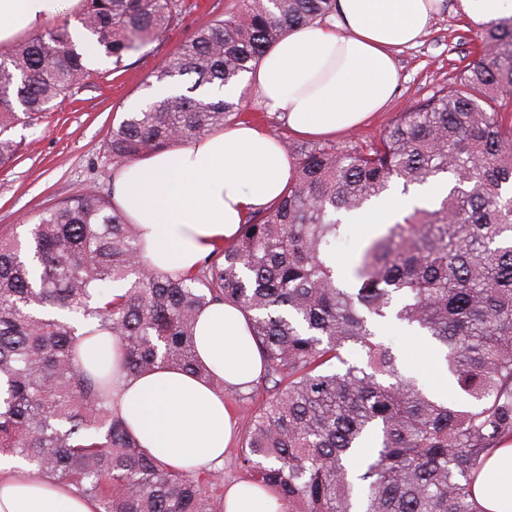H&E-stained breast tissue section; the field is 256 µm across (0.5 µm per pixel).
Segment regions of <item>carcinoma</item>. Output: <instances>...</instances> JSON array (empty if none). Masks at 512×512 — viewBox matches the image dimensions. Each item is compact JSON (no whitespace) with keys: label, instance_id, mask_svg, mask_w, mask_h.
Returning a JSON list of instances; mask_svg holds the SVG:
<instances>
[{"label":"carcinoma","instance_id":"1","mask_svg":"<svg viewBox=\"0 0 512 512\" xmlns=\"http://www.w3.org/2000/svg\"><path fill=\"white\" fill-rule=\"evenodd\" d=\"M184 0H82L78 21L0 58V167L22 143L12 124L84 84L88 60L125 59L165 33ZM336 14V0H234L198 29L157 82L178 93L123 113L108 150L118 166L184 145L242 115L232 89L293 28ZM476 38L480 54L399 113L378 142L339 150L287 143L293 181L195 272L142 263L139 225L89 190L41 212L26 249L0 237V454L35 479L95 499L99 512H224L213 481L143 452L115 410L112 373L92 372L74 319L123 350V372L158 365L211 380L197 360L200 312L240 307L273 382L251 415L237 465L273 492L276 512H480L473 484L512 441V15ZM454 184L336 267L347 221L394 182ZM396 320L427 337L467 403L402 372L377 332ZM355 352L361 363L347 358Z\"/></svg>","mask_w":512,"mask_h":512}]
</instances>
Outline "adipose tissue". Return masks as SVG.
Wrapping results in <instances>:
<instances>
[{"instance_id": "1", "label": "adipose tissue", "mask_w": 512, "mask_h": 512, "mask_svg": "<svg viewBox=\"0 0 512 512\" xmlns=\"http://www.w3.org/2000/svg\"><path fill=\"white\" fill-rule=\"evenodd\" d=\"M442 0H337L336 26L294 28L253 75L270 111L290 131L329 136L364 124L389 103L397 83L395 54L415 45ZM80 0H0V44L19 32L73 15ZM294 172L283 142L240 120L179 148L140 158L112 179V203L140 225L145 264L187 273L233 241L247 216L280 199ZM197 357L224 383L216 388L166 367L112 380L116 408L142 449L174 468L220 463L233 436L227 391L250 382L262 358L245 313L209 306L195 334ZM473 496L481 512H512V444L496 448ZM271 494L237 483L224 491V512H273ZM0 512H98L94 500L28 466L0 457Z\"/></svg>"}]
</instances>
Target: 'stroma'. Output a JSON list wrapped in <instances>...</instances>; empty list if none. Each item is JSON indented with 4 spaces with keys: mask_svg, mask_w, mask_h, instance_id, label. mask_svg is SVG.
<instances>
[{
    "mask_svg": "<svg viewBox=\"0 0 512 512\" xmlns=\"http://www.w3.org/2000/svg\"><path fill=\"white\" fill-rule=\"evenodd\" d=\"M226 0H185L179 19L169 31L131 57L124 70L111 63L90 66L85 85L30 125H15L9 134L26 147L11 165L0 168V234L27 240L34 216L95 187L108 193L116 171L107 140L115 117L140 101L157 74L199 28L224 13ZM475 26L456 11V0H443L426 34L397 55L399 80L385 111L363 127L338 135L332 143L376 142L398 113L429 96L436 88L453 87L454 79L475 56ZM244 95V117L257 122L274 137L289 142L293 136L278 114L268 111L250 80L236 87ZM384 342L400 359L403 371L432 391L452 395L448 377L433 357L432 346L407 335L398 324L386 326Z\"/></svg>",
    "mask_w": 512,
    "mask_h": 512,
    "instance_id": "35a3bbf8",
    "label": "stroma"
}]
</instances>
